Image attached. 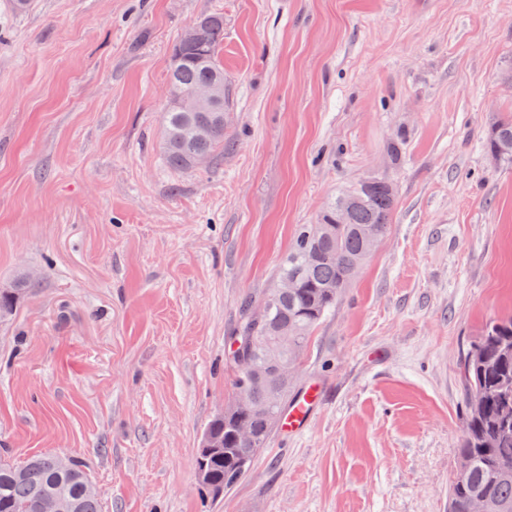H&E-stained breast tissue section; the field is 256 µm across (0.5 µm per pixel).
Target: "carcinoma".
Segmentation results:
<instances>
[{
    "instance_id": "cac0c4a2",
    "label": "carcinoma",
    "mask_w": 512,
    "mask_h": 512,
    "mask_svg": "<svg viewBox=\"0 0 512 512\" xmlns=\"http://www.w3.org/2000/svg\"><path fill=\"white\" fill-rule=\"evenodd\" d=\"M198 22L204 25L200 43L177 41L167 68L169 98L164 112L163 150L174 169L199 166V158L210 162L224 151V15L213 13ZM200 85H209L218 96L216 105L193 109L181 104L179 95ZM487 146L499 162L512 164V118L496 122L488 133ZM395 205L394 191L384 180H371L336 198L315 224L297 228L288 255L279 265L274 285L264 296L265 304L244 301L241 318L231 341L252 337L243 353L259 362L265 351L288 332L291 342L285 356L305 358L313 330L336 305L344 288L356 277L372 247L362 229L368 227L381 239L390 224ZM294 279L297 288L284 292L281 281ZM27 290L24 282L0 290V321L13 312L18 296ZM235 393L245 392L263 406L245 416L252 429L250 439L237 437L238 416L234 411L217 414L206 434L222 444L201 448L198 468L206 476L208 491L233 488L244 477L253 458L267 445L288 402L296 397L289 382L270 396L261 382L251 383L230 364ZM467 397L465 427L458 456L470 461L469 470L453 474L448 484V512H469L473 496L482 494L495 512H512V315L487 324L473 340L461 363ZM48 495L65 499L76 512H101V504L84 466L70 461L58 467V456L33 455L15 466L0 460V512H41Z\"/></svg>"
}]
</instances>
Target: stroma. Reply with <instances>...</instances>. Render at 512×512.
Returning a JSON list of instances; mask_svg holds the SVG:
<instances>
[{"label":"stroma","instance_id":"35a3bbf8","mask_svg":"<svg viewBox=\"0 0 512 512\" xmlns=\"http://www.w3.org/2000/svg\"><path fill=\"white\" fill-rule=\"evenodd\" d=\"M224 16V153L160 150L180 36ZM512 0H0V459L81 461L102 512H448L460 357L512 314ZM392 184L295 378L322 391L215 498L230 336L296 229ZM487 146L496 160L512 164V118L501 119L490 128Z\"/></svg>","mask_w":512,"mask_h":512}]
</instances>
